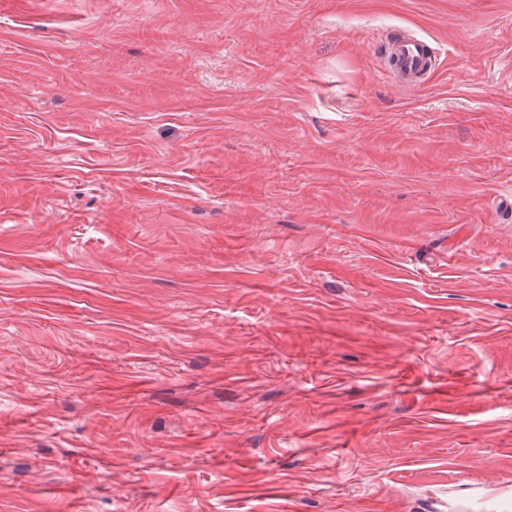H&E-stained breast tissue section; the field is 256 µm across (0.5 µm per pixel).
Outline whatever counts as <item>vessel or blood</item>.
<instances>
[{
  "label": "vessel or blood",
  "mask_w": 512,
  "mask_h": 512,
  "mask_svg": "<svg viewBox=\"0 0 512 512\" xmlns=\"http://www.w3.org/2000/svg\"><path fill=\"white\" fill-rule=\"evenodd\" d=\"M387 59L390 77L404 88L419 87L436 66L427 41L402 34L389 42Z\"/></svg>",
  "instance_id": "1"
}]
</instances>
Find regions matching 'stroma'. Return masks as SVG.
Here are the masks:
<instances>
[{"label": "stroma", "mask_w": 512, "mask_h": 512, "mask_svg": "<svg viewBox=\"0 0 512 512\" xmlns=\"http://www.w3.org/2000/svg\"><path fill=\"white\" fill-rule=\"evenodd\" d=\"M511 198L512 0H0V512H512ZM387 59V72L404 88L419 87L436 66V58L427 41L402 34H396L388 43Z\"/></svg>", "instance_id": "stroma-1"}]
</instances>
